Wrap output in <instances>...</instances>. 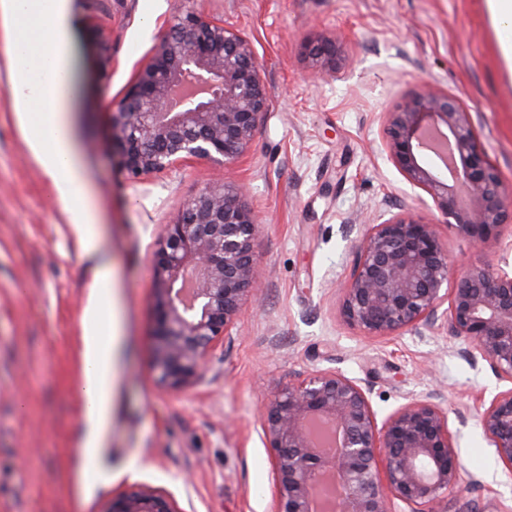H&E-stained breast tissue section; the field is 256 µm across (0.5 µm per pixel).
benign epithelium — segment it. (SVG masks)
Returning a JSON list of instances; mask_svg holds the SVG:
<instances>
[{"label":"benign epithelium","instance_id":"obj_1","mask_svg":"<svg viewBox=\"0 0 512 512\" xmlns=\"http://www.w3.org/2000/svg\"><path fill=\"white\" fill-rule=\"evenodd\" d=\"M305 54L336 66V45L309 42ZM110 145L132 178L163 173L189 158L227 166L250 147L269 111L251 43L224 22L178 0L168 30L122 98L108 102ZM384 150L410 185L428 194L444 222L475 245L499 237L512 212L506 187L478 144L469 112L424 87L385 113ZM227 184L205 189L164 228L154 258V367L178 391L205 370L213 344L252 289L259 224ZM448 254L436 224L410 212L367 224L344 287L345 321L369 336L436 325L474 368L509 384L482 404L477 423L512 474V263L471 264L448 287ZM332 427L339 446L317 447L312 423ZM274 456L273 512H312L328 472L341 482L339 512H435L458 487L462 466L448 413L412 400L377 422L370 389L334 369L291 382L261 419ZM103 512H180L149 488L118 494Z\"/></svg>","mask_w":512,"mask_h":512}]
</instances>
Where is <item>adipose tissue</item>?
I'll return each instance as SVG.
<instances>
[{
  "instance_id": "obj_1",
  "label": "adipose tissue",
  "mask_w": 512,
  "mask_h": 512,
  "mask_svg": "<svg viewBox=\"0 0 512 512\" xmlns=\"http://www.w3.org/2000/svg\"><path fill=\"white\" fill-rule=\"evenodd\" d=\"M484 2L499 56L512 73V0ZM69 10L70 0H0V28L12 60L9 92L14 120L47 174L55 199L65 204L79 254L92 274L95 297L84 313L77 387L83 400V453L77 471L103 481L107 474L95 462L107 443L112 418L121 322L115 311L112 260L102 248L101 217L71 130Z\"/></svg>"
}]
</instances>
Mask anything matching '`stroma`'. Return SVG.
<instances>
[{
  "label": "stroma",
  "instance_id": "35a3bbf8",
  "mask_svg": "<svg viewBox=\"0 0 512 512\" xmlns=\"http://www.w3.org/2000/svg\"><path fill=\"white\" fill-rule=\"evenodd\" d=\"M248 39L269 96L245 155L221 166L191 158L130 178L113 156L106 105L123 95L158 43L171 0H72L76 96L71 114L87 181L104 215L116 310L126 346L112 397L103 465L112 480L78 488L79 379L91 273L65 208L13 119L9 57L0 41V512H102L113 494L167 491L179 512H272V452L259 417L266 398L316 369L370 388L378 418L412 399L450 412L467 494L484 512L512 504L476 420L500 383L473 369L444 332L374 337L341 316L364 224L409 211L435 223L453 266L512 260V215L477 246L441 223L384 148L385 114L430 84L467 108L479 142L512 186V81L496 53L483 0H194ZM336 44V69L317 74L307 42ZM242 184L260 226L252 299L205 373L179 391L154 368L153 257L165 225L202 189ZM467 409V425L454 412ZM136 470H128L129 462Z\"/></svg>",
  "mask_w": 512,
  "mask_h": 512
}]
</instances>
